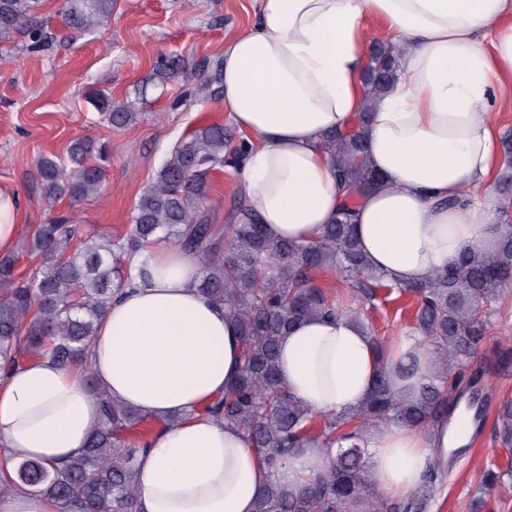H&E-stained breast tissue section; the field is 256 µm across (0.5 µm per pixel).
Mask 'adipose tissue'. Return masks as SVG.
<instances>
[{
  "instance_id": "ef3b65f1",
  "label": "adipose tissue",
  "mask_w": 512,
  "mask_h": 512,
  "mask_svg": "<svg viewBox=\"0 0 512 512\" xmlns=\"http://www.w3.org/2000/svg\"><path fill=\"white\" fill-rule=\"evenodd\" d=\"M406 44L403 72L373 106L372 167L385 187L349 193L322 147L361 111L367 24ZM224 110L250 136L241 162L251 209L267 234L310 243L353 197L355 234L372 267L394 283L426 280L468 248L496 242L497 199L484 193L497 164V85L512 83V0H260L256 23L224 44ZM24 220L18 192L0 184V252ZM144 281L99 319L89 366L34 359L0 372V477L16 462L63 464L81 455L100 419L86 375L112 399L161 421L137 453L138 512H255L269 483L298 493L330 468L320 442L291 449L279 470L241 428L207 413L237 370L241 342L223 306L199 290L198 261L172 244L140 257ZM423 346L380 343L350 317L309 318L279 342L288 392L313 413L360 410L384 362ZM381 491L419 488L447 426L388 425L369 434Z\"/></svg>"
}]
</instances>
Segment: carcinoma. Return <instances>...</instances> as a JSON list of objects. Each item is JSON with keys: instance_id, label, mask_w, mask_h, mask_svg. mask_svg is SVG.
<instances>
[{"instance_id": "obj_1", "label": "carcinoma", "mask_w": 512, "mask_h": 512, "mask_svg": "<svg viewBox=\"0 0 512 512\" xmlns=\"http://www.w3.org/2000/svg\"><path fill=\"white\" fill-rule=\"evenodd\" d=\"M113 0H64L63 18L72 35L82 36L103 26ZM41 0H0V46L26 34L35 48L42 39L35 13ZM406 48L376 45L365 76L366 104L355 130L332 132L322 146L336 160L338 178L349 188L381 187L382 177L369 163L367 115L372 104L399 79V59ZM179 57L160 59L151 81L164 86L184 73ZM88 99L107 125L124 128L138 115L135 104L116 103L98 89ZM233 135L222 124L204 126L184 136L171 150L153 181L135 205L123 235L92 236L71 250V220L57 216L39 225L33 250L45 260L18 273L19 255H0V370L25 359L49 357L67 367L88 361L96 323L117 295L133 284L130 261L158 241H168L194 255L201 264L203 297L237 323L241 341L238 374L208 411L244 429L276 470L291 449L319 439L336 448L327 473L299 496L277 484L262 491L256 512H426L439 463L429 469L422 488L399 507L373 483L368 449L362 446L375 425L403 424L428 429L450 418L460 402L482 415L485 396L482 374L469 367L490 332L491 320L512 295V224L498 225V240L489 251L467 249L421 283L395 285L373 268L353 233L354 207L345 201L334 223L310 244L274 239L266 234L249 208L238 211L234 224H211L205 212L208 175L224 167L226 156L247 150L246 141L231 146ZM69 162L44 158L40 173L45 200L52 207L62 196L86 199L100 194L108 146L77 140ZM329 267L345 278L351 297L372 303L379 288L395 289L417 301L410 335L424 346L430 369L418 389L404 398L394 378L412 374V362L383 369L371 399L360 410L316 418L282 386L277 368L281 336L305 318L345 314L366 326L364 310L345 307L327 291L311 284L310 273ZM101 406V419L83 454L60 468L23 459L10 482L52 497L58 512H136L134 480L139 447L126 441L128 431L146 421L138 412L112 401L87 375ZM503 444L512 442V405L500 409ZM505 472L489 467L481 487L491 490Z\"/></svg>"}]
</instances>
